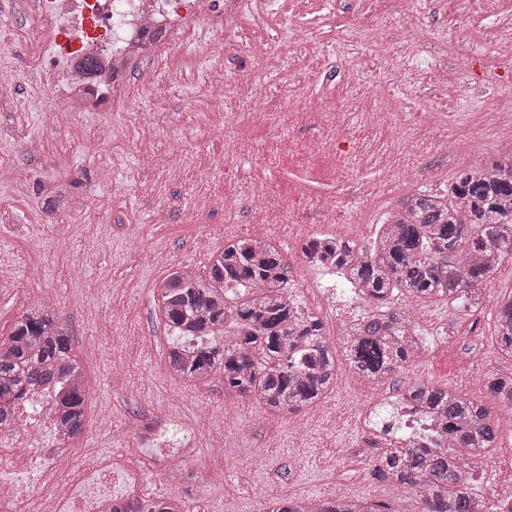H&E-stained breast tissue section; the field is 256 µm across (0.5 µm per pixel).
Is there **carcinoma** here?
<instances>
[{
  "label": "carcinoma",
  "mask_w": 512,
  "mask_h": 512,
  "mask_svg": "<svg viewBox=\"0 0 512 512\" xmlns=\"http://www.w3.org/2000/svg\"><path fill=\"white\" fill-rule=\"evenodd\" d=\"M80 182L51 190L61 207ZM303 252L338 271L369 314L341 323L330 344L324 323L294 303L292 267L282 252L254 237L231 240L210 258L205 274L178 268L157 285L160 313L176 339L166 356L178 378L203 381L224 372L229 386L272 412L317 404L332 390L341 350L350 368L370 382L384 380L421 356L407 334L412 313L398 303L463 301L482 306L483 285L512 258V155L462 172L445 195L403 198L370 246L315 237ZM499 349L512 358V295L496 314ZM224 338V343L215 341ZM484 388L512 414V367L486 374ZM46 392L64 444L86 432L87 377L70 332L55 308L36 303L0 340V425L18 400ZM402 404L425 421L418 436L396 441L374 465V476L415 495L419 512H512L509 504L474 492L472 470L495 447L499 419L467 394L431 381L412 384ZM109 512H185L180 499L137 495L112 501ZM267 512H375L365 500H274Z\"/></svg>",
  "instance_id": "obj_1"
}]
</instances>
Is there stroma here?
Masks as SVG:
<instances>
[{
    "mask_svg": "<svg viewBox=\"0 0 512 512\" xmlns=\"http://www.w3.org/2000/svg\"><path fill=\"white\" fill-rule=\"evenodd\" d=\"M409 16L457 55L459 71L434 81L433 49L410 50L399 38ZM240 24L271 46L263 67L235 51L232 28L224 55L174 48L152 93H136L124 111L81 113L63 130L45 125L37 111L35 75L15 40L31 21L0 0V83L12 89L0 104V162L19 175L0 186V337L40 301L66 320L88 379L87 432L74 454L123 459L126 472L112 478L119 497L133 474L141 496H185L188 512H266L272 499L340 493L369 497L382 512H416L413 496L396 495L374 476L391 438L359 415L387 389L401 394L426 380L467 391L498 414L497 444L475 490L512 501V414L482 385L489 371L512 366L495 344L493 308L416 303L410 333L424 347L418 361L374 385L340 363L334 391L312 409L273 413L225 384L222 372L197 384L169 374L172 335L154 288L177 265L205 272L225 235H249L262 204L284 209L286 222L274 235L291 252L322 233L350 234L366 245L369 225L398 197L448 189L463 170L511 152L491 116L512 108V0H268L259 26L246 18ZM369 25L393 36L380 70L367 64ZM295 29L302 44L289 41ZM219 71L232 91L216 107L205 84ZM305 105L315 120L296 119ZM370 105L383 123L366 121ZM218 120L224 133L211 135ZM113 127L121 135L110 142ZM442 133L444 151L434 143ZM32 136L40 152L26 151ZM328 140L331 157L310 151ZM143 154L168 156L170 166L144 169ZM105 161L112 166L107 179L98 171ZM72 178L87 205L56 219L33 186ZM228 200L238 201L234 212H225ZM335 282L314 264L293 268L301 308L331 295V337L336 320L370 310L350 296L334 298ZM158 414L170 420V432L140 445V426ZM219 431L234 455L212 449ZM185 446L196 454L189 480L176 484L162 460Z\"/></svg>",
    "mask_w": 512,
    "mask_h": 512,
    "instance_id": "stroma-1",
    "label": "stroma"
}]
</instances>
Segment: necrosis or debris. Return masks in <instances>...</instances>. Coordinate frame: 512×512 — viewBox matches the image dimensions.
<instances>
[{"mask_svg":"<svg viewBox=\"0 0 512 512\" xmlns=\"http://www.w3.org/2000/svg\"><path fill=\"white\" fill-rule=\"evenodd\" d=\"M32 19L28 41L32 62L42 76L51 125L68 123L75 112H105L126 107L131 65L141 67L142 84H152L159 51L192 44L199 32L207 48L223 45L225 28L252 14L261 0H14ZM45 396L20 401L18 422L0 427V466L18 468L43 458L41 487L0 490V505L27 496L42 501L51 490L48 512H102L111 495L112 467L85 468L77 484L64 481L68 453L45 447L52 433Z\"/></svg>","mask_w":512,"mask_h":512,"instance_id":"4bbe7bcc","label":"necrosis or debris"}]
</instances>
